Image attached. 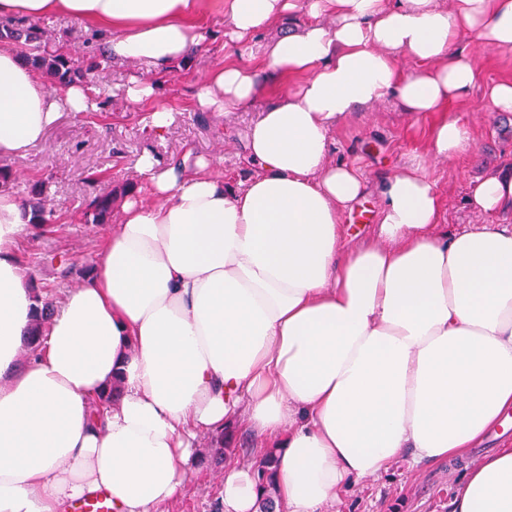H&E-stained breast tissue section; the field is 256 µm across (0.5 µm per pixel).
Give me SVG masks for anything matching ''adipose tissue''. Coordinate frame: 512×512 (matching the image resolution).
<instances>
[{
  "label": "adipose tissue",
  "mask_w": 512,
  "mask_h": 512,
  "mask_svg": "<svg viewBox=\"0 0 512 512\" xmlns=\"http://www.w3.org/2000/svg\"><path fill=\"white\" fill-rule=\"evenodd\" d=\"M208 2L0 0V17L107 29L106 54L144 68L125 90L139 102L204 41L192 19ZM297 13L305 22L271 37L260 64L214 66L197 90L212 112L257 109L253 174L232 186L202 157L140 156L152 202L126 196L24 365L35 299L15 250L31 215L0 189V512H68L101 493L112 512H164L199 439L235 424L276 449L282 512H323L403 456L462 454L512 409V225L442 233L436 185L412 159L383 181L374 234L348 244L341 217L367 182L330 159L336 125L388 100L436 116L430 158L466 153L469 127L449 108L479 70L457 43L512 54V0H224V39ZM265 72L299 84L262 105ZM96 96L51 87L0 46V160ZM470 204L512 206V179L478 178ZM259 496L255 465L225 468L223 512H258ZM451 507L512 512V448L477 461Z\"/></svg>",
  "instance_id": "obj_1"
}]
</instances>
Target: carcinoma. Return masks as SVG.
Listing matches in <instances>:
<instances>
[{
  "label": "carcinoma",
  "instance_id": "carcinoma-1",
  "mask_svg": "<svg viewBox=\"0 0 512 512\" xmlns=\"http://www.w3.org/2000/svg\"><path fill=\"white\" fill-rule=\"evenodd\" d=\"M14 41L21 45L20 55L25 62L41 73L48 80L59 84H72L75 82L93 81L105 62L104 56L91 60L87 64L79 62L72 55L49 48L42 35L31 29H20L13 26L9 20L0 21V41ZM84 180L95 188V194L86 204L84 216H93L96 222H102L112 214L113 206L118 195L127 193V188L116 189L112 183H103V178L96 172L85 175ZM30 193L35 197L31 206V220L41 230H48L54 224L56 217L54 211L46 210V182L36 181L32 184ZM37 323L34 334L28 345L29 352H36L42 345V324L50 313V305L40 293H35ZM234 430H227L224 435L210 441L206 457L215 461L235 455ZM259 477L260 499L258 512H272L276 508V484L278 481V456L274 450H269L257 462Z\"/></svg>",
  "mask_w": 512,
  "mask_h": 512
}]
</instances>
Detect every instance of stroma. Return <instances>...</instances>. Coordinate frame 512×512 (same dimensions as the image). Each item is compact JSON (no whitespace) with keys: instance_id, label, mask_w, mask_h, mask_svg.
<instances>
[{"instance_id":"35a3bbf8","label":"stroma","mask_w":512,"mask_h":512,"mask_svg":"<svg viewBox=\"0 0 512 512\" xmlns=\"http://www.w3.org/2000/svg\"><path fill=\"white\" fill-rule=\"evenodd\" d=\"M198 23L206 40L196 54L166 76L155 101L134 104L126 100L123 92L139 70L133 63L110 60L100 76L101 92L108 98L104 108L65 113L26 155L9 159L8 166L17 177L13 192L26 197L30 181L48 180L49 198L57 211L53 230L24 236L17 248L20 264L43 297L56 299L84 282L103 244L104 225L80 217L89 197L82 180L85 169L105 170L113 182L133 186L145 198L150 195L149 186L135 162L146 151L161 160L186 152L214 159L234 184L250 175L244 134L255 111H203L196 106L193 93L213 66L254 62L263 51L264 40L258 37L242 46H225L222 0H213ZM37 24L50 46L78 57L101 42L72 17H43ZM477 55L481 77L470 94L469 108L462 113L471 133L467 153L447 162L428 159L430 120L414 118L392 101L358 109L332 132L333 159L358 166L370 185L367 195L342 220L347 240L355 243L371 235L380 207L376 184L413 155L425 160L442 198L441 222L449 231L471 224H512L511 212L480 216L468 203L476 177L490 171L512 175V112L494 110L486 96L488 87L512 80V55L490 49L478 50ZM158 105L172 115L171 124L161 133L150 121ZM504 439L502 429L496 428L483 445L468 449L460 458L415 466L400 460L389 473L355 484L337 500L335 512H451L456 481L468 466L496 451ZM223 481V464L198 466L187 476L171 512H220Z\"/></svg>"}]
</instances>
